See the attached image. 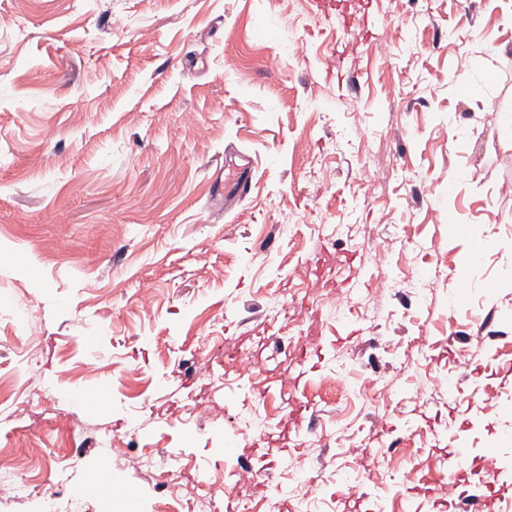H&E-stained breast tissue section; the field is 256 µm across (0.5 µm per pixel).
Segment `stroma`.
<instances>
[{
    "instance_id": "stroma-1",
    "label": "stroma",
    "mask_w": 512,
    "mask_h": 512,
    "mask_svg": "<svg viewBox=\"0 0 512 512\" xmlns=\"http://www.w3.org/2000/svg\"><path fill=\"white\" fill-rule=\"evenodd\" d=\"M366 9L368 36L309 0H0V379L57 409L18 421L0 405V468L68 494L101 477L89 512H183L204 477L195 512H242L252 492L226 451L245 447L278 512H301L289 469L308 465L327 488L310 512H448L450 451L512 459V370L490 358L512 344V0ZM236 153L253 183L228 212L215 191ZM325 249L344 260L322 280L355 278L368 318L308 292ZM301 324L316 335L295 389L259 395L225 372L226 351ZM420 336V367L391 358ZM203 355L212 375L197 379ZM441 374L496 395L477 412L422 397ZM183 377L207 413H191ZM251 410L271 436L249 448L234 426ZM391 447L390 479L358 489L361 462ZM149 448L158 471L181 452L188 484L161 488L139 464Z\"/></svg>"
}]
</instances>
